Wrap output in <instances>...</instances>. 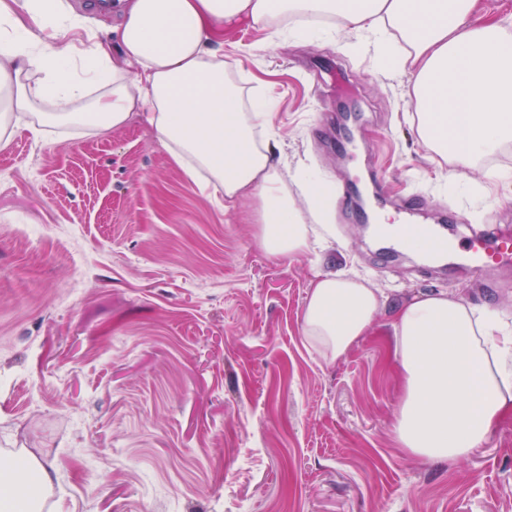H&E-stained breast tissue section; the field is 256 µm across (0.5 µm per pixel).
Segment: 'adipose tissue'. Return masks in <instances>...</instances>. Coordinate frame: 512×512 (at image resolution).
<instances>
[{"mask_svg":"<svg viewBox=\"0 0 512 512\" xmlns=\"http://www.w3.org/2000/svg\"><path fill=\"white\" fill-rule=\"evenodd\" d=\"M477 0H117L111 38L66 0H0V149L15 112L43 126L117 130L143 113L173 161L225 206L248 200L256 238L293 258L321 239L288 189L282 142L259 137L269 102L245 104L224 59V34L240 24L283 23L320 37L364 38L379 60L413 75L414 123L449 186L512 144V24L472 21ZM81 29L83 50L60 44ZM387 314L401 380L391 423L402 452L448 464L468 458L512 416V315L481 311L439 290L387 306L358 277L316 271L301 323L330 363L344 358ZM54 469L0 457V512H42Z\"/></svg>","mask_w":512,"mask_h":512,"instance_id":"obj_1","label":"adipose tissue"}]
</instances>
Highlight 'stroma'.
Wrapping results in <instances>:
<instances>
[{"label":"stroma","mask_w":512,"mask_h":512,"mask_svg":"<svg viewBox=\"0 0 512 512\" xmlns=\"http://www.w3.org/2000/svg\"><path fill=\"white\" fill-rule=\"evenodd\" d=\"M225 46L244 91L276 100L289 169L320 183L379 170L427 218L512 234V182L469 172L449 188L407 119L409 75L357 38L279 37L241 24ZM354 95L333 93L331 71ZM358 116L338 155L342 111ZM252 210L228 209L171 159L144 115L123 128L15 131L0 149V454L54 467L48 512H512V417L454 465L396 448L400 392L385 321L326 362L301 333L312 268L367 277L396 303L433 290L512 313V288L394 252L325 213L324 250L259 246Z\"/></svg>","instance_id":"stroma-1"}]
</instances>
